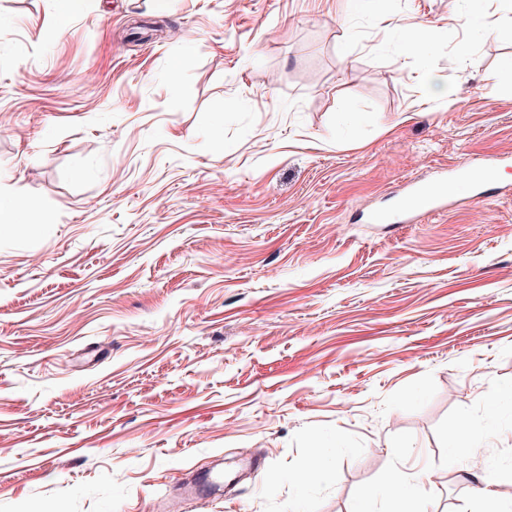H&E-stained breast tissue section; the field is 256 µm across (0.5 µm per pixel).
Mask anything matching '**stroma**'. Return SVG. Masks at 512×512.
Masks as SVG:
<instances>
[{"label":"stroma","mask_w":512,"mask_h":512,"mask_svg":"<svg viewBox=\"0 0 512 512\" xmlns=\"http://www.w3.org/2000/svg\"><path fill=\"white\" fill-rule=\"evenodd\" d=\"M469 13L512 28V0H0V190L29 204L0 232V512H387L426 469L419 512L512 502L445 464L464 420L512 467V39ZM491 153L484 207L368 221ZM399 31V49L401 53L423 56L429 41L426 26L423 24L396 25ZM432 491L433 485L427 477V472L423 474L422 482L396 476L389 486L392 502L390 512H416L415 505L418 498L429 495Z\"/></svg>","instance_id":"obj_1"}]
</instances>
